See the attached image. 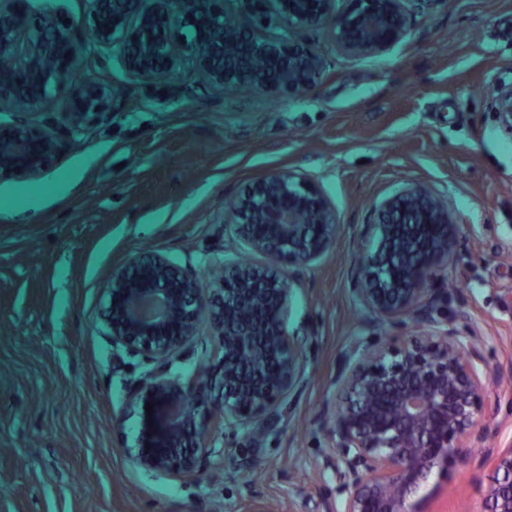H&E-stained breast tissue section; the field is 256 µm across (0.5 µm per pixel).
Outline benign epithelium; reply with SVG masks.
<instances>
[{
    "label": "benign epithelium",
    "instance_id": "obj_1",
    "mask_svg": "<svg viewBox=\"0 0 512 512\" xmlns=\"http://www.w3.org/2000/svg\"><path fill=\"white\" fill-rule=\"evenodd\" d=\"M237 2L256 25L270 20L282 33L241 26L218 0H83L79 25L137 79L157 81L191 62L221 92L305 97L325 80L327 61L298 32L327 24L340 53L376 55L404 41L412 9L431 0H275L272 13L265 0ZM71 30L62 15L0 0V108L24 109L0 124V176L36 178L64 144L36 129L28 112L45 108L79 68ZM60 46L69 54L64 63ZM70 98L64 120L74 133L112 113V85L97 75L72 84ZM494 109L512 130V86L499 91ZM229 217L262 262L226 263L206 290L195 274L146 249L112 270L105 288L115 352L149 366L128 383L138 417L135 462L180 481L197 479L204 458L224 461L226 434L264 429L301 381L302 346L286 326L294 270L330 251L341 228L323 195L289 172L249 183ZM368 230L371 248L354 262L353 293L375 327L409 320L419 334L389 336L345 357L336 401L323 415L339 479L330 512H415L410 499L420 484L472 444L493 467L483 512H512V441L484 448L487 390L498 375L473 327L438 318L442 293L430 287L460 232L447 199L408 184L377 206ZM204 320L214 352L204 370L180 373Z\"/></svg>",
    "mask_w": 512,
    "mask_h": 512
}]
</instances>
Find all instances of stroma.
<instances>
[{
  "mask_svg": "<svg viewBox=\"0 0 512 512\" xmlns=\"http://www.w3.org/2000/svg\"><path fill=\"white\" fill-rule=\"evenodd\" d=\"M408 38L377 56L337 52L327 28L304 41L328 62L303 98L206 88L188 65L158 87L111 52L86 57L119 90L110 121L66 146L33 180L0 179V512H327L333 453L321 424L336 373L377 341L352 294L372 208L407 182L446 197L462 227L445 313L470 317L500 372L485 420L512 440V132L492 102L512 83V0H434ZM312 178L335 210V249L298 271L288 331L304 375L278 426L224 439L197 482L132 459L125 395L103 320L114 267L152 247L212 275L247 249L224 203L272 171ZM492 475L462 450L412 497L416 512H482Z\"/></svg>",
  "mask_w": 512,
  "mask_h": 512,
  "instance_id": "1",
  "label": "stroma"
}]
</instances>
